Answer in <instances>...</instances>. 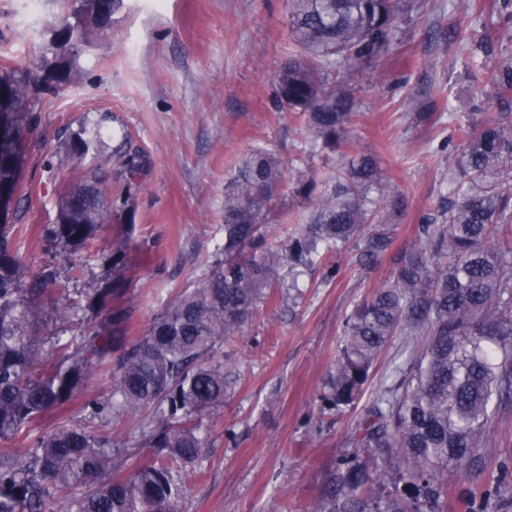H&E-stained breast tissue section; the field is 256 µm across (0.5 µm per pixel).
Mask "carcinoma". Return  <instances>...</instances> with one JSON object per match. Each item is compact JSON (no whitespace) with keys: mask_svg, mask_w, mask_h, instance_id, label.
<instances>
[{"mask_svg":"<svg viewBox=\"0 0 512 512\" xmlns=\"http://www.w3.org/2000/svg\"><path fill=\"white\" fill-rule=\"evenodd\" d=\"M38 70L0 65L8 108L0 121L13 134L0 142V182L21 186L26 140L45 94L69 80L82 55L112 35L121 0H60ZM454 29L468 57L497 34L493 12L454 3ZM405 0H288L293 50L273 75L279 106L313 139L301 165L316 156L325 174L299 175L292 193L306 204L296 230L280 207L284 167L276 152L256 147L224 191V245L195 281L181 289L112 371L110 394L84 403V423L32 435L33 425L71 402L122 343L130 318L126 288L130 229L112 238V283H85L81 303L62 304L46 289L56 271L36 275L13 248L11 224H0V439L21 438L20 454H0V512H176L183 476L196 471L205 445L203 416L224 401V341L238 335L276 284L297 281L314 258L354 244L365 266L384 252L390 229L380 203L401 196L377 158L348 140L353 124L350 78H364L401 44ZM500 95L512 97V62L495 66ZM81 128L68 142L77 162L100 142ZM448 198L418 226L420 248L404 254L392 280L355 306L343 326L344 346L322 401L340 412L365 391L394 336H420L408 370L366 407L355 446L364 457L342 460L344 473L312 512H448V468L474 482L473 463L512 400V113L455 118L448 137ZM127 188L139 187L142 162L123 160ZM115 214L93 172L63 194L51 239L69 255L88 249ZM77 316L86 326L55 341L54 361L41 337ZM138 416L139 444L151 449L125 462L127 442L112 436V419Z\"/></svg>","mask_w":512,"mask_h":512,"instance_id":"obj_1","label":"carcinoma"}]
</instances>
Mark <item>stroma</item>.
I'll use <instances>...</instances> for the list:
<instances>
[{
    "mask_svg": "<svg viewBox=\"0 0 512 512\" xmlns=\"http://www.w3.org/2000/svg\"><path fill=\"white\" fill-rule=\"evenodd\" d=\"M407 2L415 23L374 77L356 81L357 117L348 133L358 149L377 155L400 191V208L381 211L390 245L365 268L354 248L342 250L329 282L315 263L299 278L297 300L274 294L225 341L224 403L204 418V458L185 481L178 512H309L352 452L366 403L393 385L421 343L393 337L361 402L340 413L324 410L320 395L346 316L391 279L394 256L417 244L418 225L448 194L441 172L453 157L445 113L494 119L504 109L495 84L472 85L448 0ZM59 10L56 0H42L35 14L26 0H0V57L36 67L45 27ZM287 25L288 0H123L111 39L98 42L71 82L44 98L28 135L11 238L32 267L57 266L49 285L55 298L74 300L87 281L104 287L112 280V228L102 229L78 273L47 236L65 188L82 171L96 170L108 201L125 205L140 247L128 288L132 340L222 246L224 189L251 149L276 150L286 179L297 178L291 161L310 133L276 105L272 83L289 48ZM430 105L436 117H426ZM85 124L99 125L101 138L77 165L66 147ZM121 144L144 164L140 187L130 193L114 154ZM109 392L107 379L88 377L36 432L60 422L79 426L84 403ZM482 459L484 483L511 491L512 408L499 412Z\"/></svg>",
    "mask_w": 512,
    "mask_h": 512,
    "instance_id": "1",
    "label": "stroma"
}]
</instances>
